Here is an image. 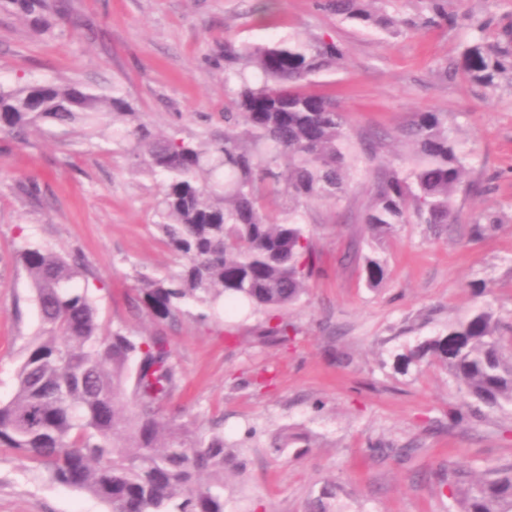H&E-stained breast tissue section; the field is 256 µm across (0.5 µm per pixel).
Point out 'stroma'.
I'll return each mask as SVG.
<instances>
[{
	"label": "stroma",
	"instance_id": "1",
	"mask_svg": "<svg viewBox=\"0 0 512 512\" xmlns=\"http://www.w3.org/2000/svg\"><path fill=\"white\" fill-rule=\"evenodd\" d=\"M322 0H67L68 14L40 33L0 13V84L77 80L102 96L121 88L139 120L187 139L224 136V43L270 44L324 37L344 64L315 76L305 92L334 99L358 153L347 193L308 207L306 225L322 272L282 315L297 328L285 344H263V313L190 303L168 328L182 384L168 412L220 428L245 469L224 486V512H307L324 483L349 512H456L442 479L464 480L512 465V407L482 410L453 425L471 400L448 373L421 364L397 372L392 353L446 333L475 306L512 324V76L474 82L464 57L477 31L453 23L394 35L379 17L409 22L424 0H359L373 20H347ZM449 16L512 27V0H446ZM420 112H442L467 160L454 197L456 223L433 235L403 224L371 240L363 214L377 182L417 160L400 132ZM156 181L132 167L102 126L48 122L24 142L0 139V400L11 398L27 342L39 328L29 281L14 257L19 234L68 254L80 251L105 326L152 332L133 304L138 273H163L171 256L153 223ZM378 251L388 277L367 287L363 258ZM291 439L272 454L274 434ZM409 449L405 460L371 450ZM0 512H109L84 492L47 482L35 466L0 452Z\"/></svg>",
	"mask_w": 512,
	"mask_h": 512
}]
</instances>
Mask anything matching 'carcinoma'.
<instances>
[{"label":"carcinoma","mask_w":512,"mask_h":512,"mask_svg":"<svg viewBox=\"0 0 512 512\" xmlns=\"http://www.w3.org/2000/svg\"><path fill=\"white\" fill-rule=\"evenodd\" d=\"M420 30L448 21L445 0H426ZM337 15L364 22L372 15L357 0H326ZM24 15L48 32L50 15L67 14L65 0H0V12ZM473 80L491 86L512 54L477 43L466 51ZM344 53L321 38L272 45L224 43V138L186 140L157 135L143 123L112 125V142L133 166L159 180V232L179 270L141 273L134 291L159 329L131 336L106 328L86 288L80 255H62L26 237L14 255L24 268L40 318L39 336L26 348L12 398L0 401V449L35 464L47 481L89 493L110 512H224V435H199L195 425L165 410L181 386L164 327L178 322L182 303L229 305L244 299L268 314L263 342H287L295 327L271 323L301 300L318 272L317 251L305 226L309 205L334 204L347 190L353 144L343 112L303 85L342 64ZM105 115L134 116L121 90L104 98L81 82L0 83V137L20 139L39 122L98 123ZM401 135L414 140L419 160L394 170L375 188L363 216L380 240L411 221L439 234L457 220L452 198L466 160L447 119L422 112ZM280 201L275 212L266 203ZM371 288L386 277V261L365 258ZM438 364L458 388L487 408L512 405V328L488 307L448 326V333L393 355L406 375L423 362ZM458 512H512V468L449 482ZM323 488L310 512H346Z\"/></svg>","instance_id":"obj_1"}]
</instances>
